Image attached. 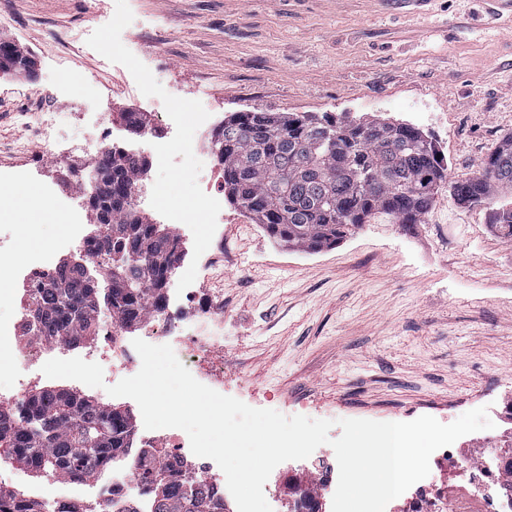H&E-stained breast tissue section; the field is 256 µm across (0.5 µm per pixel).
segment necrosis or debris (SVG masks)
<instances>
[{"mask_svg":"<svg viewBox=\"0 0 512 512\" xmlns=\"http://www.w3.org/2000/svg\"><path fill=\"white\" fill-rule=\"evenodd\" d=\"M19 124L40 140L43 164L55 169L57 174L68 176L69 192L73 196L76 212L90 210L95 195L94 176L98 174L99 160L118 151V144L112 140L107 119H100L97 129L88 138L87 152L90 156L86 171L72 175L63 157L55 155L53 140L55 124L53 116L38 117L22 110L17 114ZM198 202L194 214L188 215L179 210H169L168 220L173 224H213L220 215L221 175L211 172L209 178L198 180ZM11 233L0 235V273L12 276L17 288L22 292L35 291L51 276L57 267L51 262L22 253L11 244ZM139 313L145 320L148 332L145 340L151 344L175 337L186 339L187 346L178 351L179 360L202 384L220 389L224 385V366L216 364L214 370L202 372L199 365L213 358L215 342L212 336L188 335V321L182 311L174 309L168 294L148 295L140 301ZM28 322L26 307H19L13 324L0 328V375L10 376L9 387L0 389V409L11 410L20 406L26 395L27 386L32 380V370L41 368L63 349L76 348L71 337H59L52 346L42 344L36 337L24 335ZM98 343L95 348L84 350L83 358L99 363L105 377L115 374H128L139 371L141 360L131 341L122 336L121 321L112 312L101 313L97 322ZM124 453L99 464L100 472L106 473V480L96 489L93 502L95 507L117 502L136 501L142 512H151L153 505L149 487L139 478L138 470L145 459L143 450L165 449V462L189 467L195 472L201 484L216 496H224L227 491L225 475L211 459L195 456L190 450L187 434L177 428L157 430L145 429L136 424L133 434L125 440ZM504 444L497 436H486L480 441V453L462 455V471L470 487V496L475 512H512V495L504 490L505 476L498 463V450Z\"/></svg>","mask_w":512,"mask_h":512,"instance_id":"4bbe7bcc","label":"necrosis or debris"}]
</instances>
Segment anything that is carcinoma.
I'll list each match as a JSON object with an SVG mask.
<instances>
[{
  "instance_id": "obj_1",
  "label": "carcinoma",
  "mask_w": 512,
  "mask_h": 512,
  "mask_svg": "<svg viewBox=\"0 0 512 512\" xmlns=\"http://www.w3.org/2000/svg\"><path fill=\"white\" fill-rule=\"evenodd\" d=\"M224 190L230 202L270 236L307 250L329 247L376 217L416 224L446 181L436 146L416 126L374 119L355 121L329 112L277 114L233 112L225 117ZM493 166L449 184L460 204L494 203L497 188L512 187V135L487 156ZM112 169V235L101 245L105 267L122 274L121 298L113 309L129 322L154 261L179 262L177 238L141 222L128 233L134 207L131 182L137 160L120 153L103 159ZM495 223L512 237V202L493 209ZM137 258H128V252ZM80 264L63 263L33 298V318L45 340L67 333L84 342L96 336L101 293L88 287ZM131 415L63 389H40L16 412L0 411V455L49 476L90 481L96 463L112 457L133 433ZM139 476L152 487V512H216L223 507L188 471L146 464ZM20 494L0 489V512H44Z\"/></svg>"
}]
</instances>
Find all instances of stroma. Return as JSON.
<instances>
[{
    "instance_id": "stroma-1",
    "label": "stroma",
    "mask_w": 512,
    "mask_h": 512,
    "mask_svg": "<svg viewBox=\"0 0 512 512\" xmlns=\"http://www.w3.org/2000/svg\"><path fill=\"white\" fill-rule=\"evenodd\" d=\"M80 28L67 48L39 26ZM0 38L36 63L35 77L0 73V144L24 137L15 111L35 107L39 91L65 83L77 98L57 97L70 163H87L74 146L85 132L83 98L107 110L114 131L122 113L150 127L164 118L137 77L152 70L164 86H198L194 108L173 101L184 134L170 144L184 166H210L209 144L186 155L196 113L223 124L230 113L330 112L390 117L435 141L449 179L472 175L512 134V0H0ZM70 69L56 70L60 52ZM25 168L38 206L16 204L1 224L26 217L39 239L17 245L54 262L70 246L66 200L52 170L0 153V170ZM167 191L154 197L148 187ZM140 214L166 223L173 207L192 209L194 184L179 169L148 170ZM192 286L224 288V393L247 405L313 419L407 422L430 415L444 424L495 405L512 406V240L485 207H467L440 190L420 223L378 218L335 246L286 249L232 203L224 205L223 283L197 274L192 242L182 245ZM330 446L279 464L264 486L273 512L288 503Z\"/></svg>"
}]
</instances>
